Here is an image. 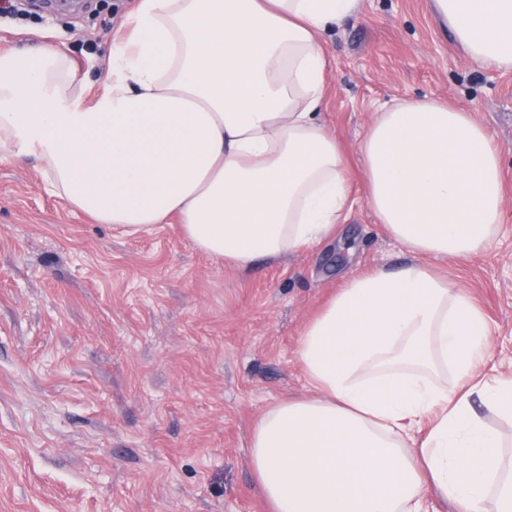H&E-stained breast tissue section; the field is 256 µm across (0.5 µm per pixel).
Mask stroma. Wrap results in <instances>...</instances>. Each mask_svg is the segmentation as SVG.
<instances>
[{
	"label": "stroma",
	"mask_w": 512,
	"mask_h": 512,
	"mask_svg": "<svg viewBox=\"0 0 512 512\" xmlns=\"http://www.w3.org/2000/svg\"><path fill=\"white\" fill-rule=\"evenodd\" d=\"M138 0H54L0 15V53L63 49L93 104ZM321 117L354 201L335 237L238 270L177 222L150 235L96 223L45 188L38 160H0V512H269L249 465L260 415L312 389L295 357L306 321L358 274L413 259L366 204L358 152L376 112L435 98L471 112L497 146L504 222L461 261L423 257L466 289L512 374V71L472 63L433 0H363L324 33Z\"/></svg>",
	"instance_id": "stroma-1"
}]
</instances>
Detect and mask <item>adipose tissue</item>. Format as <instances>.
I'll return each mask as SVG.
<instances>
[{
	"mask_svg": "<svg viewBox=\"0 0 512 512\" xmlns=\"http://www.w3.org/2000/svg\"><path fill=\"white\" fill-rule=\"evenodd\" d=\"M471 59L512 70V0H434ZM362 0H140L85 107L57 47L0 54V150L102 224L177 219L198 251L246 269L331 238L351 211L322 123V35ZM367 204L411 253L464 259L503 221L500 156L471 113L434 100L376 113ZM489 324L419 260L351 278L297 346L313 396L262 413L250 465L272 512H512V452L476 406L512 419Z\"/></svg>",
	"mask_w": 512,
	"mask_h": 512,
	"instance_id": "obj_1",
	"label": "adipose tissue"
}]
</instances>
